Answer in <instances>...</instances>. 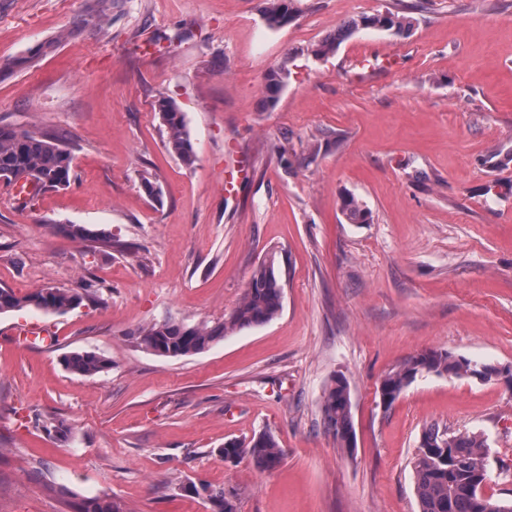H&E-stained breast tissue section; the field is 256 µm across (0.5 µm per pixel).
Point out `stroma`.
<instances>
[{
  "label": "stroma",
  "mask_w": 512,
  "mask_h": 512,
  "mask_svg": "<svg viewBox=\"0 0 512 512\" xmlns=\"http://www.w3.org/2000/svg\"><path fill=\"white\" fill-rule=\"evenodd\" d=\"M89 0H0V60L55 40L0 76V125L62 136L69 188L16 205L0 180V287L89 291L38 321L49 343L0 340V512H73L107 494L126 512H418L413 458L431 426L489 447L485 495L512 498V391L425 375L390 408L382 378L429 350L512 365V0H296L269 26L266 0H112L75 30ZM391 10L403 36L361 29L312 53L361 15ZM289 74L274 107L265 77ZM184 114L193 166L166 146L159 97ZM248 158L224 188V153ZM155 182L149 198L143 179ZM370 216L348 223L341 199ZM83 224L109 243L61 232ZM275 256L273 320L204 352L166 358L130 334L173 319L223 321L252 271ZM93 350L112 368L66 371ZM350 386L356 447L337 448L322 395ZM63 422L67 440L46 425ZM271 432L272 471L224 460L225 441ZM65 369L80 376H94L112 368L109 358L93 350H75L62 358Z\"/></svg>",
  "instance_id": "obj_1"
}]
</instances>
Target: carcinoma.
<instances>
[{
	"label": "carcinoma",
	"mask_w": 512,
	"mask_h": 512,
	"mask_svg": "<svg viewBox=\"0 0 512 512\" xmlns=\"http://www.w3.org/2000/svg\"><path fill=\"white\" fill-rule=\"evenodd\" d=\"M112 0H93V7L76 23L80 29L89 24L99 25L108 16ZM294 0H272L265 18L272 27L291 22ZM410 21L391 10L362 15L344 24L331 38L320 42L313 50L316 56H325L336 50L339 42L354 31L379 28L401 36L409 30ZM52 42L40 44L29 55L0 63V73L25 68L35 62ZM288 74L287 65L271 70L266 76L264 101L275 104L277 95ZM157 108L167 129V146L181 161L190 166L195 152L186 128L184 114L166 97L157 100ZM22 175H33L44 189H66L73 178V155L63 137L54 133H36L0 126V179L16 181ZM342 214L350 224H364L369 219L365 206L352 195L343 197ZM64 231L81 241L100 242L98 232L81 224H68ZM282 287L275 267V257L257 266L249 279L240 301L230 315L212 326L187 325L175 320H164L130 333L135 345L152 354L179 358L197 354L210 348L229 333L272 320L282 309ZM85 295L75 290L42 288L18 295L9 288H0V314L33 308L44 312L64 314L80 307ZM65 369L80 376H94L112 369V360L94 350H75L62 358ZM497 368L479 364L447 351L430 350L418 354L398 369L386 375L379 386V395L397 399L419 375L436 374L489 381ZM324 419L341 448H349V438L355 435L348 382L336 376L322 396ZM486 440L469 434H450L436 427L427 429L421 438L414 461V484L419 512H512V501L487 500L483 506L481 466L487 452ZM224 460L249 458L259 468L271 471L277 468L284 450L274 435L263 432L248 441L230 440L219 449ZM76 512H124L122 505L109 496L83 497L75 504Z\"/></svg>",
	"instance_id": "carcinoma-1"
}]
</instances>
